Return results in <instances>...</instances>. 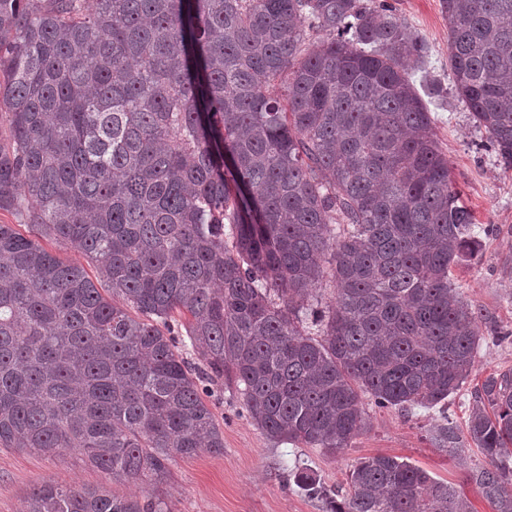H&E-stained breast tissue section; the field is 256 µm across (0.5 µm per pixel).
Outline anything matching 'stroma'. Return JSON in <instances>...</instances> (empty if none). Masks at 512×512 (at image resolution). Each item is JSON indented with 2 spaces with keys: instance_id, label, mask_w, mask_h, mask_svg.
<instances>
[{
  "instance_id": "35a3bbf8",
  "label": "stroma",
  "mask_w": 512,
  "mask_h": 512,
  "mask_svg": "<svg viewBox=\"0 0 512 512\" xmlns=\"http://www.w3.org/2000/svg\"><path fill=\"white\" fill-rule=\"evenodd\" d=\"M391 3L428 47L422 68L413 70L412 78L431 110L434 133L463 198L484 229L479 255L455 272L459 291L471 307L483 309L498 325L512 330V171H503L489 160L481 148L484 132L473 126L461 104L444 95L450 80L448 21L442 0ZM205 402L224 433V450L204 449L193 457L175 459L162 490L173 512H326L324 501L309 498L296 487L291 471L310 468L327 489L341 494L350 464L377 454L400 457L456 485L473 512H492L478 488L466 480L468 470L484 462L470 439H463V450L455 457L439 453L431 440L433 428L448 421L465 430L469 390L449 398L444 410L404 411L366 402L364 431L333 458L317 448L270 439L233 389L213 387ZM48 480L76 486L104 484L120 497L155 492L146 482L112 481L77 451L60 462L28 449L0 448V512H26L33 488Z\"/></svg>"
}]
</instances>
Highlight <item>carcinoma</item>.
Wrapping results in <instances>:
<instances>
[{
    "label": "carcinoma",
    "instance_id": "carcinoma-1",
    "mask_svg": "<svg viewBox=\"0 0 512 512\" xmlns=\"http://www.w3.org/2000/svg\"><path fill=\"white\" fill-rule=\"evenodd\" d=\"M442 5L452 93L512 170V0ZM426 55L387 0H0V210L29 230L0 224V447L157 487L174 457L224 451L218 383L270 438L332 457L365 397L445 407L483 334L512 331L454 283L482 240L406 68ZM471 400L487 464L466 480L512 512V369ZM433 439L461 452L452 425ZM293 482L326 512H472L391 455L352 463L339 500ZM29 512L172 508L43 481Z\"/></svg>",
    "mask_w": 512,
    "mask_h": 512
}]
</instances>
